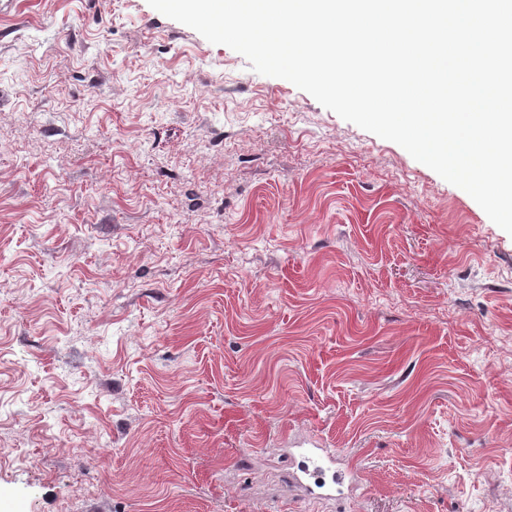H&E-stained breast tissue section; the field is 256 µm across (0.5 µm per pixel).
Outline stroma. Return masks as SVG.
<instances>
[{
    "label": "stroma",
    "instance_id": "obj_1",
    "mask_svg": "<svg viewBox=\"0 0 512 512\" xmlns=\"http://www.w3.org/2000/svg\"><path fill=\"white\" fill-rule=\"evenodd\" d=\"M17 2L0 512H512V235L147 0ZM302 456H305L312 463L313 468L310 469L309 466L304 465L297 466L298 473L296 478L300 483L304 484L309 494H313L314 491L312 482L314 484L320 482V479H322L321 474L326 471H333V479L336 480V491L339 492V495L344 493L345 488L347 490L352 488L353 474L350 471L336 469L307 455Z\"/></svg>",
    "mask_w": 512,
    "mask_h": 512
}]
</instances>
